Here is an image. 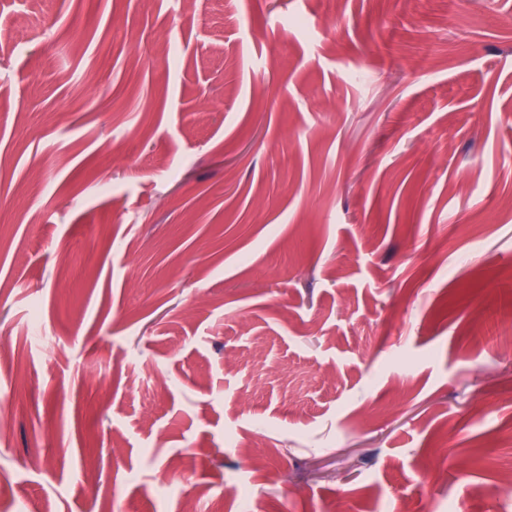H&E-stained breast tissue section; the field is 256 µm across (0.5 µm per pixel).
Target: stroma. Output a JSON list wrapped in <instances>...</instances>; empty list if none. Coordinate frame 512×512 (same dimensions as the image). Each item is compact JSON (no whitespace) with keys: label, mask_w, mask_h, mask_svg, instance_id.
<instances>
[{"label":"stroma","mask_w":512,"mask_h":512,"mask_svg":"<svg viewBox=\"0 0 512 512\" xmlns=\"http://www.w3.org/2000/svg\"><path fill=\"white\" fill-rule=\"evenodd\" d=\"M509 15L0 0V512H512Z\"/></svg>","instance_id":"1"}]
</instances>
